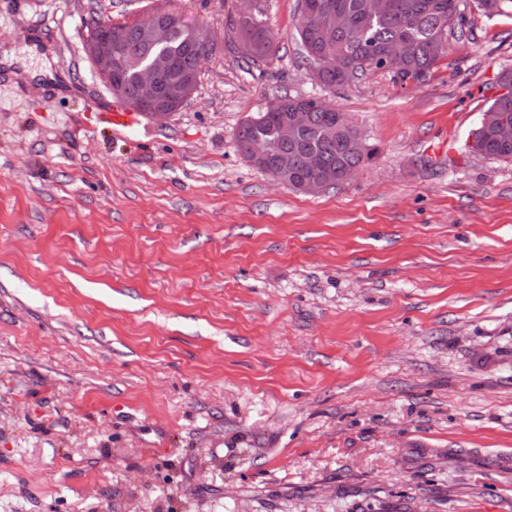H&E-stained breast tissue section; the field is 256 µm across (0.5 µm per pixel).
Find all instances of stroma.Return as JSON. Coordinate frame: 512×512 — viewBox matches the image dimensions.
<instances>
[{"label": "stroma", "instance_id": "obj_1", "mask_svg": "<svg viewBox=\"0 0 512 512\" xmlns=\"http://www.w3.org/2000/svg\"><path fill=\"white\" fill-rule=\"evenodd\" d=\"M427 79L319 87L298 0H0L46 97L0 72V512H512V162L468 153L512 70V12ZM175 7L216 41L168 120L120 108L95 19ZM319 98L377 149L308 195L239 153L248 115ZM234 29L236 30L237 41L242 36H247L255 45V52L247 55L250 61L257 65L270 63L276 54L275 44L278 40V36L273 31L253 16L242 18L238 23H233L232 30Z\"/></svg>", "mask_w": 512, "mask_h": 512}]
</instances>
